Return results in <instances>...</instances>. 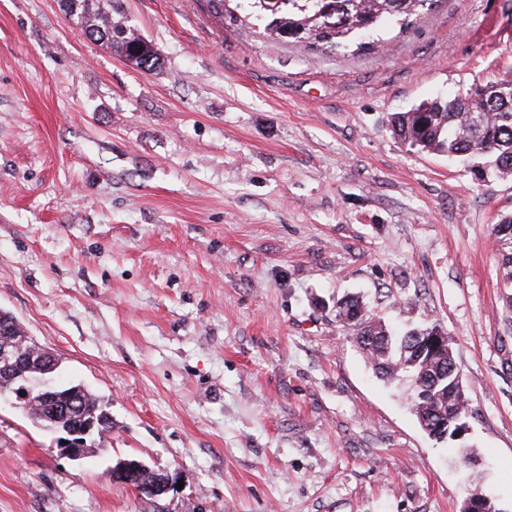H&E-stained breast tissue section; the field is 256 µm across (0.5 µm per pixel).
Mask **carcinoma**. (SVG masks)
Wrapping results in <instances>:
<instances>
[{
  "instance_id": "carcinoma-1",
  "label": "carcinoma",
  "mask_w": 512,
  "mask_h": 512,
  "mask_svg": "<svg viewBox=\"0 0 512 512\" xmlns=\"http://www.w3.org/2000/svg\"><path fill=\"white\" fill-rule=\"evenodd\" d=\"M70 20L97 37L128 63L151 70L158 64L153 44L118 10V0H60ZM439 0H236L263 33L274 40L321 47L332 51H371L382 42L381 25L406 28ZM393 128L412 148L439 151L454 157H480L503 175L512 176V78L477 85L452 99L423 101L407 112H397ZM493 244L501 257L503 279L512 285V215L491 227ZM336 320L353 332L373 369L387 381L410 378L411 408L420 426L439 441L458 440L459 420L468 414L463 387L450 342L434 323L397 333L364 306L357 297L336 305ZM82 410L59 416L44 427H77L103 412L90 393L82 394Z\"/></svg>"
}]
</instances>
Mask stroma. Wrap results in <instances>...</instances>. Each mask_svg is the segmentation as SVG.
I'll return each mask as SVG.
<instances>
[{
    "label": "stroma",
    "mask_w": 512,
    "mask_h": 512,
    "mask_svg": "<svg viewBox=\"0 0 512 512\" xmlns=\"http://www.w3.org/2000/svg\"><path fill=\"white\" fill-rule=\"evenodd\" d=\"M161 65L59 0H0V310L102 403L75 463L0 401V512H512V310L490 230L512 177L411 149L391 117L512 72V0H438L341 56L207 0H120ZM438 322L466 438L412 415L336 302ZM178 483L149 499L107 472ZM148 467L139 461H121L109 470V478L112 482L129 485V483L139 476L143 471H150Z\"/></svg>",
    "instance_id": "1"
}]
</instances>
